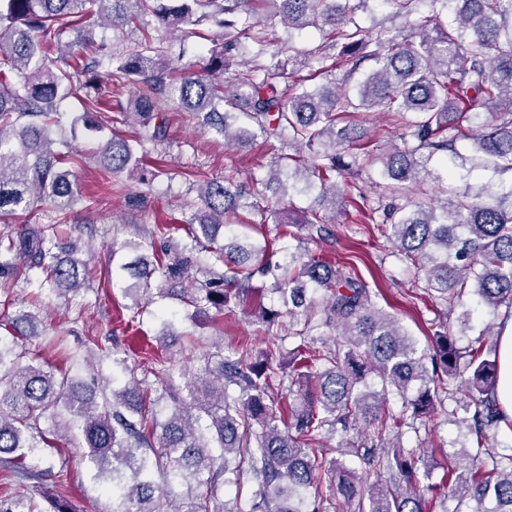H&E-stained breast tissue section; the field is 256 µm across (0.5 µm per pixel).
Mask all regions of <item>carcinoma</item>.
I'll return each instance as SVG.
<instances>
[{
	"label": "carcinoma",
	"instance_id": "1",
	"mask_svg": "<svg viewBox=\"0 0 512 512\" xmlns=\"http://www.w3.org/2000/svg\"><path fill=\"white\" fill-rule=\"evenodd\" d=\"M367 2L0 0V281L59 296L80 292L91 277L68 228L78 205L90 210L97 200L79 195V155L56 138L58 106L82 77V113L72 119V137L94 142L93 157L109 176L138 171L150 183L163 175L151 165L149 147L168 142L169 100L226 146L245 147L261 137L295 150L279 157L268 178L254 179L251 191L231 173L201 184L197 211L157 227L166 248L153 252V259L139 253L140 242L121 245L132 257L119 264L122 275L112 285L131 300L130 321L141 315L142 296L154 284L159 297H177L194 324L258 292L252 287L257 276L274 279L280 304H257L261 322L272 327L285 314L304 316L301 327H288L294 348L286 372L273 362L272 350L254 361L246 345L232 355L221 347L206 351L203 365L181 387L164 366L144 369L140 379L127 360L115 358L130 378L109 396L65 372L24 361L14 337L40 336L38 316L25 310L5 315L0 466L11 473L14 489L0 497V512H41L25 484L40 478L28 458L48 450L58 456L55 479L68 472L69 456L50 438L56 429L81 432L87 457L112 494L111 512H238L220 489L225 476L243 472L251 483L252 512H329L334 503L321 492L324 479L334 498L355 512H426V463L385 436L435 410L455 382L467 393L465 409H473L476 449L462 463L448 457V493L474 500L473 512H512V458L504 468L488 446L487 431L502 418L492 398L498 365L484 356V337L462 351L445 331L433 337L432 353L420 352L397 320L377 307L378 293L344 263L285 246L275 250L267 235L254 242L235 229L242 214L254 212L263 224H299L308 240L323 241L336 212L352 204L356 223L385 225L395 249L423 272L429 297L452 311L470 286L483 306H503L512 316V180L486 201L467 187L448 188L440 202L415 196L419 175L431 171L437 154L456 153L461 140L470 143L482 167L512 174V0H430L449 15L420 22L412 16L421 0H382L405 20L408 34L360 24L356 11ZM244 6L254 22L240 28ZM269 15L297 32L316 27L323 42L236 70L242 40L255 43L259 56L273 43ZM209 21L222 34H204L201 26ZM102 23L139 31L136 47L114 40L112 51L103 53L94 38ZM153 23L209 41L205 70L231 77L204 80L166 63L149 31ZM303 69L309 70L304 80L321 77L326 84H299L296 74ZM129 85L137 91L128 102L114 97ZM239 106L244 111H235ZM108 109L116 110L112 127L91 118ZM361 112L397 116L399 143L385 153L370 150L367 132L356 123ZM130 116L137 131L129 136L120 126ZM350 151L380 165L388 206L371 207L351 196L352 164L344 160ZM290 167L288 180H281ZM274 185L301 197L313 194L314 205L295 218L261 206ZM39 205L45 224L9 230ZM194 270L206 279L194 278ZM323 326L339 336L326 350L318 346ZM150 375L171 402L162 422ZM277 375L299 400L285 424L271 389ZM373 375L381 380V394L367 386ZM388 391L402 399L398 414L387 406ZM361 422L376 429L378 443L350 440L337 452L361 459L363 477L322 453L324 435ZM175 486L184 488L178 504L171 499ZM488 499L494 508H483Z\"/></svg>",
	"mask_w": 512,
	"mask_h": 512
}]
</instances>
